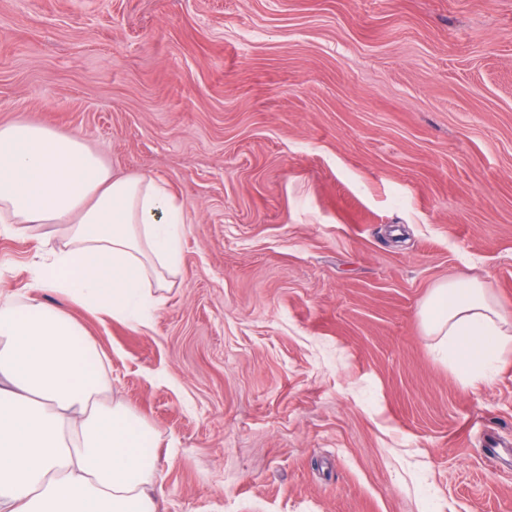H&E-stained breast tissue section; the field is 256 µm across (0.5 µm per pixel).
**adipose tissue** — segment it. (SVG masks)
<instances>
[{"mask_svg": "<svg viewBox=\"0 0 512 512\" xmlns=\"http://www.w3.org/2000/svg\"><path fill=\"white\" fill-rule=\"evenodd\" d=\"M185 222L165 185L114 175L78 135L0 125V223L47 256L34 298L0 296V512H158L153 430L104 400L85 331L37 295L148 325V273L177 269ZM420 318L464 383L512 355V314L477 280L439 284Z\"/></svg>", "mask_w": 512, "mask_h": 512, "instance_id": "1", "label": "adipose tissue"}]
</instances>
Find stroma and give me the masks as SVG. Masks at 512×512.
Returning <instances> with one entry per match:
<instances>
[{
    "label": "stroma",
    "mask_w": 512,
    "mask_h": 512,
    "mask_svg": "<svg viewBox=\"0 0 512 512\" xmlns=\"http://www.w3.org/2000/svg\"><path fill=\"white\" fill-rule=\"evenodd\" d=\"M18 118L185 206L150 326L66 306L159 512H512V356L463 384L419 316L512 313V0H0ZM39 261L0 227L1 291Z\"/></svg>",
    "instance_id": "35a3bbf8"
}]
</instances>
